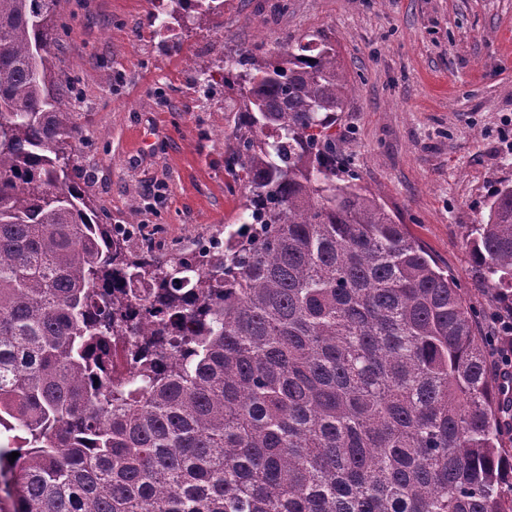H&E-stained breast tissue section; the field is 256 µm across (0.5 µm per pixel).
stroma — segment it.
I'll return each instance as SVG.
<instances>
[{
    "label": "stroma",
    "mask_w": 512,
    "mask_h": 512,
    "mask_svg": "<svg viewBox=\"0 0 512 512\" xmlns=\"http://www.w3.org/2000/svg\"><path fill=\"white\" fill-rule=\"evenodd\" d=\"M150 0H60L52 45L86 112L76 166L113 222L152 225L167 248L225 237L246 190L224 169L233 96L204 97L211 47L268 51L332 36L354 92L336 146L358 183L452 275L466 300L500 302L465 247L512 180V0H224L172 32Z\"/></svg>",
    "instance_id": "35a3bbf8"
}]
</instances>
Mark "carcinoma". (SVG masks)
Wrapping results in <instances>:
<instances>
[{
  "instance_id": "carcinoma-1",
  "label": "carcinoma",
  "mask_w": 512,
  "mask_h": 512,
  "mask_svg": "<svg viewBox=\"0 0 512 512\" xmlns=\"http://www.w3.org/2000/svg\"><path fill=\"white\" fill-rule=\"evenodd\" d=\"M57 2L0 0V512H512V375L454 278L338 174L336 41L213 46L247 219L168 258L74 179ZM485 209L466 246L512 299V181ZM120 336L141 337L125 368Z\"/></svg>"
}]
</instances>
